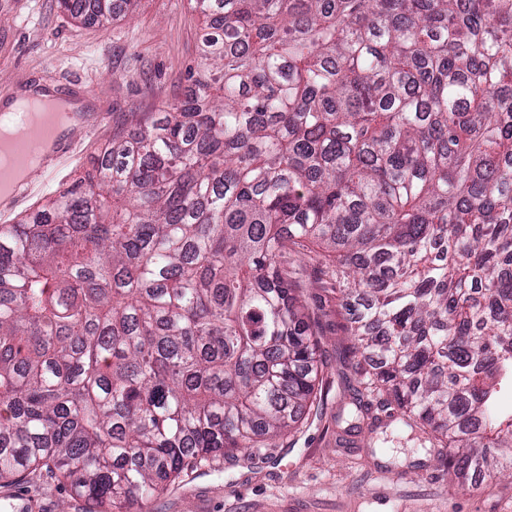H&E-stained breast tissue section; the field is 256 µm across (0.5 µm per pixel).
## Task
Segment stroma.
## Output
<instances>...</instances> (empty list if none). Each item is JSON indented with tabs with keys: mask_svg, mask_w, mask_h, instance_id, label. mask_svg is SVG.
I'll use <instances>...</instances> for the list:
<instances>
[{
	"mask_svg": "<svg viewBox=\"0 0 512 512\" xmlns=\"http://www.w3.org/2000/svg\"><path fill=\"white\" fill-rule=\"evenodd\" d=\"M201 34L189 0H140L132 15L105 26L73 20L58 0H0V89L13 95L39 82L88 103L71 157L37 168L27 198L0 207V225L17 223L82 177L108 139L131 132L132 113L183 100L198 76ZM314 317L324 367L300 429L268 459L237 451L182 473L147 512H512V478L458 483L409 428L387 424L378 410L344 434L336 416L349 406L344 380L353 370L335 291H323ZM90 509L43 468L0 482V512Z\"/></svg>",
	"mask_w": 512,
	"mask_h": 512,
	"instance_id": "obj_1",
	"label": "stroma"
}]
</instances>
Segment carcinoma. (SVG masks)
<instances>
[{"mask_svg": "<svg viewBox=\"0 0 512 512\" xmlns=\"http://www.w3.org/2000/svg\"><path fill=\"white\" fill-rule=\"evenodd\" d=\"M138 0H59L109 24ZM211 67L0 225V480L143 512L317 396L323 259L353 399L457 479L512 471V0H193Z\"/></svg>", "mask_w": 512, "mask_h": 512, "instance_id": "carcinoma-1", "label": "carcinoma"}]
</instances>
